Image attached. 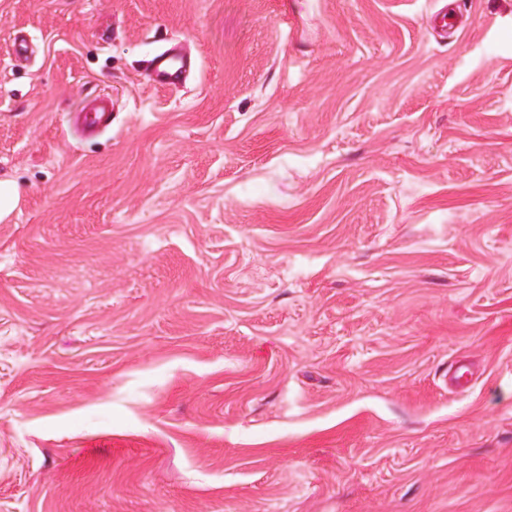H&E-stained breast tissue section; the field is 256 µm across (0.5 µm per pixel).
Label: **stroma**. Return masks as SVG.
I'll return each instance as SVG.
<instances>
[{"instance_id":"35a3bbf8","label":"stroma","mask_w":512,"mask_h":512,"mask_svg":"<svg viewBox=\"0 0 512 512\" xmlns=\"http://www.w3.org/2000/svg\"><path fill=\"white\" fill-rule=\"evenodd\" d=\"M0 178V512H512V0H0ZM186 66L175 49L157 54L150 61L152 81L160 87L178 85L184 78ZM77 117L83 130L93 131L111 117L112 99L104 96L91 105L84 106ZM21 200V189L13 180H0V222L6 220L17 209Z\"/></svg>"}]
</instances>
